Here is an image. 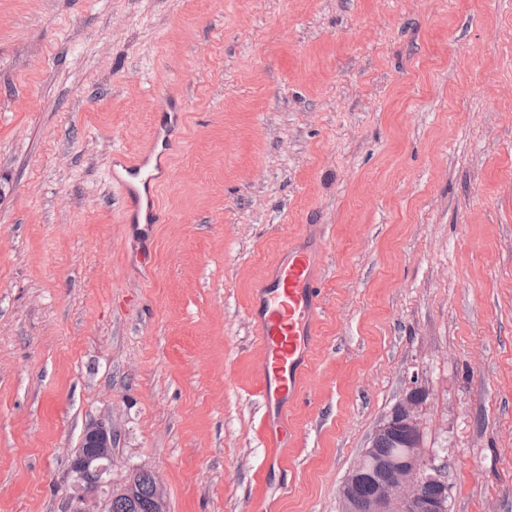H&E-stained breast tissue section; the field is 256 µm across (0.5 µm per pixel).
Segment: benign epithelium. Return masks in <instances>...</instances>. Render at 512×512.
I'll return each instance as SVG.
<instances>
[{
    "instance_id": "benign-epithelium-1",
    "label": "benign epithelium",
    "mask_w": 512,
    "mask_h": 512,
    "mask_svg": "<svg viewBox=\"0 0 512 512\" xmlns=\"http://www.w3.org/2000/svg\"><path fill=\"white\" fill-rule=\"evenodd\" d=\"M421 400V391L413 389L394 407L390 415L376 429L370 446L366 448L360 461L347 475L342 486L343 512H357L354 500L356 485L364 478L374 480V490L365 512H448V483L444 476V464L435 463L436 456H426L419 446L407 449L399 458L380 459L377 456L376 442L393 430L407 432L417 427L416 409ZM85 448L112 447V424L100 418L88 424L82 435ZM381 466L392 469L393 477L388 481L375 480L374 470ZM112 472V459L103 457H77L73 460L72 473L75 484L84 493L73 498V512H110L112 497L99 498L98 490L109 483ZM434 483L439 493L431 498H423L424 485Z\"/></svg>"
}]
</instances>
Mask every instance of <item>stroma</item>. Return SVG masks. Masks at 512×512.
<instances>
[{
  "label": "stroma",
  "mask_w": 512,
  "mask_h": 512,
  "mask_svg": "<svg viewBox=\"0 0 512 512\" xmlns=\"http://www.w3.org/2000/svg\"><path fill=\"white\" fill-rule=\"evenodd\" d=\"M186 104L154 261L109 177ZM329 267L285 469L246 309ZM449 512H512V0H0V512H63L85 426L168 512H342L411 389ZM82 444L84 448H79L77 454L82 449L102 448L107 454H112V424L106 418H100L88 424L82 435Z\"/></svg>",
  "instance_id": "stroma-1"
}]
</instances>
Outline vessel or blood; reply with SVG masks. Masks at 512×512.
<instances>
[{"label":"vessel or blood","instance_id":"vessel-or-blood-1","mask_svg":"<svg viewBox=\"0 0 512 512\" xmlns=\"http://www.w3.org/2000/svg\"><path fill=\"white\" fill-rule=\"evenodd\" d=\"M157 117L145 148L137 155L115 151L112 183L122 199V221L132 240H152L162 220L157 189L172 176L170 158L181 140L185 103L158 93ZM322 277L313 252L294 244L253 285L248 317L263 351L260 396L266 409L264 430L277 446L288 444L289 404L299 396L323 308Z\"/></svg>","mask_w":512,"mask_h":512}]
</instances>
